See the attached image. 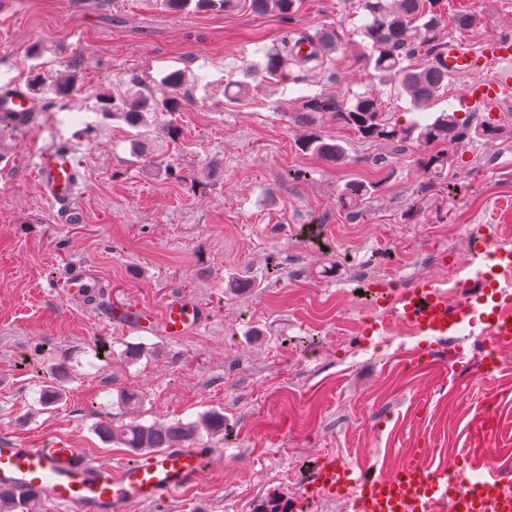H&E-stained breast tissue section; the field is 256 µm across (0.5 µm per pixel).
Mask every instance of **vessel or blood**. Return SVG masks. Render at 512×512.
Masks as SVG:
<instances>
[{
	"mask_svg": "<svg viewBox=\"0 0 512 512\" xmlns=\"http://www.w3.org/2000/svg\"><path fill=\"white\" fill-rule=\"evenodd\" d=\"M493 64L499 67L496 77L489 82L478 80V73ZM440 67L451 75H475V82L464 90L462 99L477 111L495 114L502 101L512 98L511 36L492 39L478 52L449 42ZM34 110L32 97L21 86L11 83L0 89V115L23 123ZM34 175L41 196L53 210L70 207L80 184L73 151L57 146L43 148ZM97 288L95 280L77 274L71 278L66 294L84 304L96 296ZM380 299L419 332L430 336L482 320L491 324L498 343L512 342L511 313L499 307L483 312L472 305L449 308L447 299L431 282L402 296L388 289ZM109 318L136 332H159L176 338L190 335L205 321L202 309L181 297L169 299L158 311L139 304L114 308ZM219 454L216 448H167L115 470L64 439L32 447L1 435L0 487L43 490L63 512H125L129 504L148 506L195 485L204 478L208 460ZM319 474L322 494L329 496L344 488L355 490L349 504L351 512H512V496L501 492V473L467 454L435 469L412 458L391 476L328 460L320 462Z\"/></svg>",
	"mask_w": 512,
	"mask_h": 512,
	"instance_id": "obj_1",
	"label": "vessel or blood"
}]
</instances>
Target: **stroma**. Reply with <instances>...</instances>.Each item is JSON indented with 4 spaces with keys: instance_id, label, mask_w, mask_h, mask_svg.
I'll list each match as a JSON object with an SVG mask.
<instances>
[{
    "instance_id": "stroma-1",
    "label": "stroma",
    "mask_w": 512,
    "mask_h": 512,
    "mask_svg": "<svg viewBox=\"0 0 512 512\" xmlns=\"http://www.w3.org/2000/svg\"><path fill=\"white\" fill-rule=\"evenodd\" d=\"M460 9L481 16L449 33L471 50L512 31V0H445L446 14ZM361 23L359 0H304L297 28L344 30L335 64L299 85H261L237 105L224 97L225 76L261 60L282 28L250 0L229 12H174L163 0H0V83L27 84L36 44L43 69L76 79L69 96L36 99L26 123L0 126V433L27 444L65 438L118 463L127 452L94 427L128 422L119 391L145 394L148 424L222 411L227 433L207 445L224 457L206 478L129 512H349L345 496L306 501L314 463L390 474L413 448L433 449V467L464 448L492 452L512 472V346L488 374L469 330L424 339L356 327L379 314L369 286L387 279L402 291L431 277L477 228L512 245V102L500 138L456 150L451 192L418 171L416 147L333 124L324 131L347 148L345 163L302 153L291 102L374 83L356 60ZM178 69L186 102L155 123L179 134L135 160L129 127L104 117L97 97L132 78L163 96V77ZM50 144L73 145L83 162L77 220L49 208L33 180ZM351 178L381 183L355 216L337 200ZM82 272L100 280L108 307L158 310L181 296L206 322L180 339L141 336L66 297ZM231 276L250 290H227ZM129 342L147 347L134 364L120 357ZM47 350L69 355L74 379L45 409L29 367Z\"/></svg>"
}]
</instances>
